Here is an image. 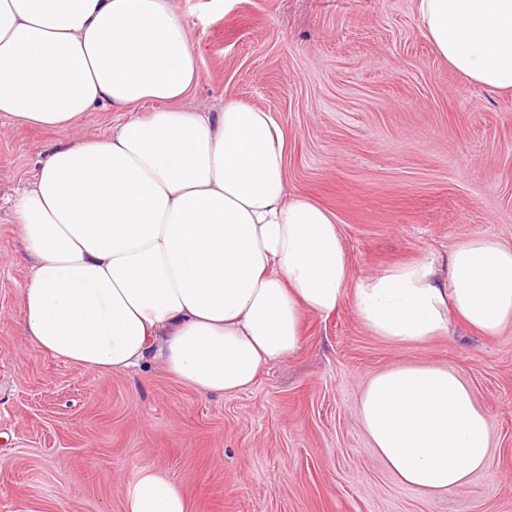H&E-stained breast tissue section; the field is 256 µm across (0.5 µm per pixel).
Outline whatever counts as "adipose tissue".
Listing matches in <instances>:
<instances>
[{
  "mask_svg": "<svg viewBox=\"0 0 512 512\" xmlns=\"http://www.w3.org/2000/svg\"><path fill=\"white\" fill-rule=\"evenodd\" d=\"M439 57L469 83L512 95V0H415ZM200 80L170 0H0V118L107 135L54 146L15 203L31 270L21 290L32 347L99 375L160 364L196 391L235 394L295 354L306 314L352 306L372 335L410 345L460 321L512 329V247L471 236L438 272L422 258L358 280L335 216L288 191L272 113L234 99L182 108ZM155 108L145 116L135 107ZM371 447L426 495L491 464L470 386L436 365L373 375L358 407ZM124 512H190L179 486L142 469ZM127 117L123 112H112L108 109H98L87 112L83 121V130L92 136H102L109 133L112 126L118 124Z\"/></svg>",
  "mask_w": 512,
  "mask_h": 512,
  "instance_id": "obj_1",
  "label": "adipose tissue"
}]
</instances>
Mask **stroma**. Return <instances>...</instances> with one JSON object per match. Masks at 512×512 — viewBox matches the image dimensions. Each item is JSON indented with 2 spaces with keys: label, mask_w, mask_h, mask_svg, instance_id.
<instances>
[{
  "label": "stroma",
  "mask_w": 512,
  "mask_h": 512,
  "mask_svg": "<svg viewBox=\"0 0 512 512\" xmlns=\"http://www.w3.org/2000/svg\"><path fill=\"white\" fill-rule=\"evenodd\" d=\"M201 81L184 107L234 98L286 136L288 189L329 209L352 278L476 235L512 247V96L434 52L414 0H174ZM68 131L0 120V512H124L137 471L191 512H512V329L398 346L351 307L306 316L301 349L255 385L206 396L145 364L104 378L26 346L13 202ZM454 370L488 418L492 465L463 488L400 484L358 419L374 373Z\"/></svg>",
  "instance_id": "1"
}]
</instances>
